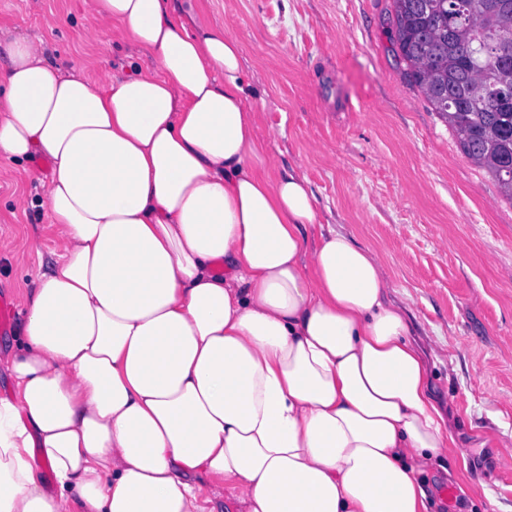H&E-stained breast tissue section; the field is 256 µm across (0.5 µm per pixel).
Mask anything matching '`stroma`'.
I'll return each mask as SVG.
<instances>
[{
    "label": "stroma",
    "instance_id": "1",
    "mask_svg": "<svg viewBox=\"0 0 512 512\" xmlns=\"http://www.w3.org/2000/svg\"><path fill=\"white\" fill-rule=\"evenodd\" d=\"M92 0H0V27L43 38L91 79L145 64L111 28L84 29ZM391 0H177L229 31L247 103L279 171L305 161L324 231L376 250L388 297L427 358L456 447L425 477L429 512H512V202L461 151L404 75ZM51 165L0 159V242L47 221ZM39 270L0 253V296L24 307Z\"/></svg>",
    "mask_w": 512,
    "mask_h": 512
}]
</instances>
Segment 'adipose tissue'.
I'll list each match as a JSON object with an SVG mask.
<instances>
[{
	"label": "adipose tissue",
	"mask_w": 512,
	"mask_h": 512,
	"mask_svg": "<svg viewBox=\"0 0 512 512\" xmlns=\"http://www.w3.org/2000/svg\"><path fill=\"white\" fill-rule=\"evenodd\" d=\"M147 65L91 81L0 36V157L49 159L60 242L0 398V512H425L454 446L377 254L311 239L303 165L263 144L241 50L172 0H94ZM54 492H46L44 476Z\"/></svg>",
	"instance_id": "1"
}]
</instances>
